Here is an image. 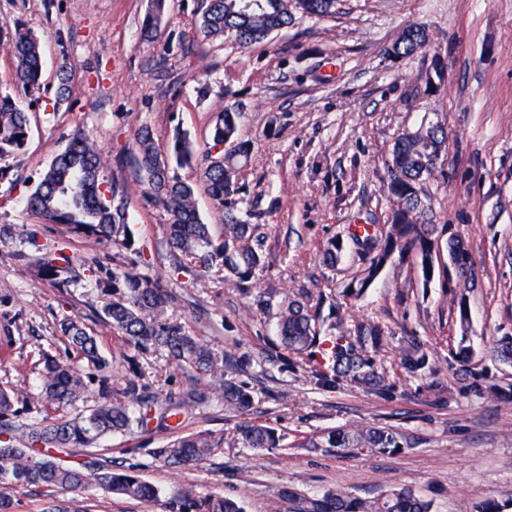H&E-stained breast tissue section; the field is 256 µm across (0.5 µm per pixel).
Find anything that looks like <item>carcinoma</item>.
I'll return each mask as SVG.
<instances>
[{"mask_svg": "<svg viewBox=\"0 0 512 512\" xmlns=\"http://www.w3.org/2000/svg\"><path fill=\"white\" fill-rule=\"evenodd\" d=\"M339 0H201L196 27L203 40L224 44L231 40L246 49L269 40L305 18H333ZM165 0H151V9L141 29L146 41L155 39ZM429 45L422 26H410L392 44L389 55L411 56ZM9 51L16 61V81L25 90L40 85L43 61L39 38L22 24L15 25ZM73 74L71 64L59 68L56 103L67 100ZM240 113L231 108L219 113L205 144L199 151L185 134L178 133L167 150H161L150 126H140L132 149L133 179L144 191L149 205L164 211L170 220L167 243L198 266L219 265L224 278L240 283L253 279L264 265L268 225L248 222V203L241 195L240 177L251 156L247 142L239 139ZM29 131L28 113L8 93L0 94V155L24 149ZM448 132L439 122H422L396 138L388 161L384 195L391 205L389 223L381 226H348L343 235L329 239L321 250V262L336 269L351 245L366 262L364 269L346 285L344 293L358 296L376 281L395 254L411 257L424 282L431 281L439 262V242L448 225L433 223L430 199L421 193V184L437 171L439 160L447 155ZM202 162L200 180L224 211V239L214 242L210 225L197 211L196 185L178 178L174 167ZM26 210L43 224H61L78 237L99 243L132 247L125 192L118 190L105 175V160L96 144L78 132L57 153L25 196ZM70 257L44 259L37 276L46 282L65 283L62 273ZM459 288L477 285L471 266L456 269ZM104 295L105 318L138 349H161L177 369L192 374L191 388L182 393L177 405L161 403L131 379L125 387L109 386V363L98 349L94 336L77 319L62 324L69 354L61 359L47 356L42 371L37 404L42 415L11 420L12 397L0 390V512H10L14 493L30 487L55 493L45 501L41 512H89L84 501L59 498L61 492L90 489L119 494L144 502H155L159 490L143 480L133 467L117 468L102 449H93L107 435L125 434L133 425L144 426L152 416L170 411L189 410L208 397L209 385L203 379L224 380L219 395L225 410L243 414L253 396L245 387L227 379L233 355L213 348L179 323L167 317L171 295L160 280L150 279L132 269L114 270L99 281ZM121 294L123 298L114 299ZM310 298L288 302L274 314L282 345L295 354H304L321 366L319 384L345 378L367 390L383 392L393 388L375 357L389 345L388 327L374 321L349 323L341 305L330 304L328 318L311 310ZM398 367L408 375H418L428 365L425 345L415 336L399 340ZM492 354L503 364L512 365V337L497 340ZM101 373L100 400L86 415L70 417L64 410L82 399L86 391L81 363ZM466 388L482 395H500V389L470 370ZM282 436L276 429L250 422L237 425L220 437L204 431L179 435L153 455L168 465L201 463L222 453L224 448H278ZM312 448L343 451L394 453L411 445L410 438L387 427L341 426L311 440ZM83 448V460L71 461L73 449ZM293 512H431L432 503L406 487L394 486L373 497H357L341 489L320 497L288 492ZM169 512H243L239 501L221 494L202 498L174 496Z\"/></svg>", "mask_w": 512, "mask_h": 512, "instance_id": "carcinoma-1", "label": "carcinoma"}]
</instances>
